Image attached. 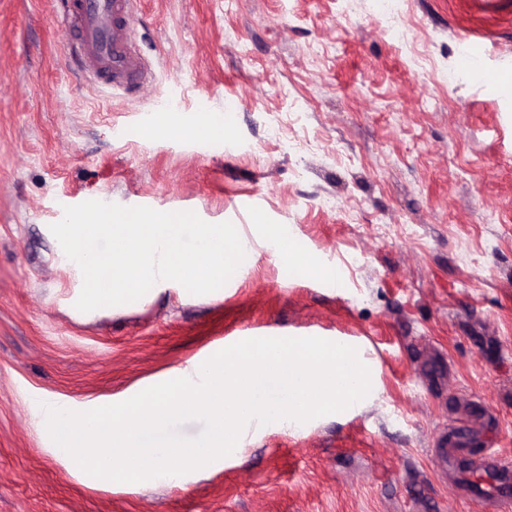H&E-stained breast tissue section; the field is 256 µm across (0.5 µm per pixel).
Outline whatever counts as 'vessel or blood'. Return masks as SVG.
<instances>
[{"label":"vessel or blood","mask_w":512,"mask_h":512,"mask_svg":"<svg viewBox=\"0 0 512 512\" xmlns=\"http://www.w3.org/2000/svg\"><path fill=\"white\" fill-rule=\"evenodd\" d=\"M59 19L71 36L70 49L87 81L131 92L152 78L139 53L134 23L140 0H58ZM469 468L483 474L486 496L512 500V463L497 460L493 449L471 458Z\"/></svg>","instance_id":"b4317fda"}]
</instances>
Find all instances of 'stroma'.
I'll use <instances>...</instances> for the list:
<instances>
[{"label":"stroma","instance_id":"stroma-1","mask_svg":"<svg viewBox=\"0 0 512 512\" xmlns=\"http://www.w3.org/2000/svg\"><path fill=\"white\" fill-rule=\"evenodd\" d=\"M397 18L400 41L380 0H145L154 81L127 95L71 71L53 0H0V512H512L430 455L452 423L470 454L512 459V0H399ZM229 99L223 135H170ZM88 200L232 222L250 265L206 299L81 317L50 227ZM262 222L334 278L284 266ZM246 336L346 339L380 389L185 482L91 487L48 451L44 403Z\"/></svg>","mask_w":512,"mask_h":512}]
</instances>
